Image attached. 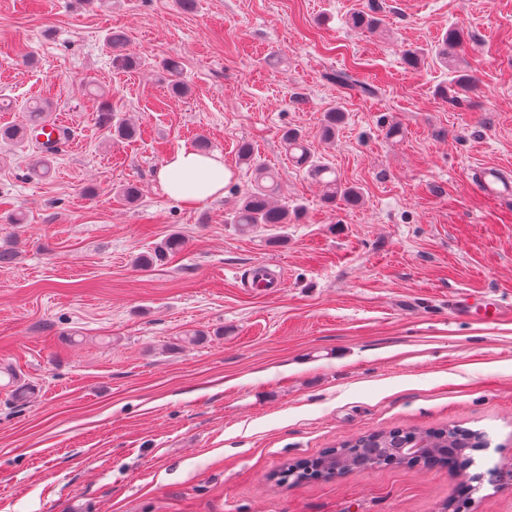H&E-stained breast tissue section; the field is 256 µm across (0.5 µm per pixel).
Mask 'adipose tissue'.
I'll return each instance as SVG.
<instances>
[{
  "label": "adipose tissue",
  "mask_w": 512,
  "mask_h": 512,
  "mask_svg": "<svg viewBox=\"0 0 512 512\" xmlns=\"http://www.w3.org/2000/svg\"><path fill=\"white\" fill-rule=\"evenodd\" d=\"M231 177L221 155L206 156L185 145L171 152L157 173L162 190L188 207L222 198Z\"/></svg>",
  "instance_id": "1"
}]
</instances>
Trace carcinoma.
<instances>
[{"label": "carcinoma", "instance_id": "carcinoma-1", "mask_svg": "<svg viewBox=\"0 0 512 512\" xmlns=\"http://www.w3.org/2000/svg\"><path fill=\"white\" fill-rule=\"evenodd\" d=\"M347 24L356 31L372 29L376 25V19L364 10H355L349 13ZM463 41L464 32L460 27L448 28L441 38L437 61L455 74L449 86L439 89L440 95L444 98L455 99L469 91L475 83V77L463 65V57L460 55ZM108 42L115 52L116 63L124 68L136 65V58L124 52L127 43L124 33L116 31L111 33L108 36ZM26 110L30 114L29 123L20 127L0 126V141L22 145L31 143L39 146L40 153L50 155L56 153L59 145L70 139V130L62 128L58 144L39 145L40 124L49 120L52 106L47 101L35 100L26 106ZM112 112L111 101L105 100L99 103V123L114 127V135L122 139H132L140 134L138 128L127 122L112 125ZM343 120L344 112L339 107L326 112L321 129L322 138L326 141L334 140L336 126ZM281 139L295 163L309 166L310 172L323 180L325 188L323 202L327 206L334 207L338 201L350 206L359 202L360 191L357 188L344 186L335 178H324V175L329 173L328 168L313 163L299 130L286 128L282 131ZM238 153L241 160L254 167L256 176L254 184L240 192L237 207L229 217L230 223L236 225L242 233H250L257 229L274 231L282 228L284 224L291 223L292 216L288 208L276 206L270 200L269 189L263 184V181L269 179V175L265 167L254 162L253 146L243 142L238 146ZM183 247V239L177 234H171L150 251L139 255L136 263L143 268L160 266ZM6 375L8 376L6 387L11 389L12 397L18 400L27 397L30 387L25 383H18L17 375L12 370H6ZM484 446L486 441L482 432L456 426L412 430L394 428L359 437L337 448H329L314 460L287 461L281 466L280 471L288 473L291 477L290 484L298 485L308 480L306 470L309 467L333 479L354 471L373 469L380 465L383 458H390L394 460V464L407 467L420 464L425 467H434L450 462L454 467L465 470L473 464L469 451Z\"/></svg>", "mask_w": 512, "mask_h": 512}]
</instances>
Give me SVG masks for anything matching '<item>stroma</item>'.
<instances>
[{"label": "stroma", "instance_id": "35a3bbf8", "mask_svg": "<svg viewBox=\"0 0 512 512\" xmlns=\"http://www.w3.org/2000/svg\"><path fill=\"white\" fill-rule=\"evenodd\" d=\"M354 8L379 26L350 30ZM453 26L478 79L455 100L434 58ZM114 28L136 68L113 65ZM92 84L140 136L99 125ZM34 99L72 137L45 174L34 147H0V367L33 388L0 389V512H512V203L477 186L486 167L512 177V0H0V125ZM287 127L357 205L325 206ZM201 135L232 180L187 208L156 173ZM244 140L302 209L282 241L225 221L252 179ZM172 232L181 253L134 265ZM265 267L279 292L252 287ZM449 424L489 441L461 475L270 480L363 434Z\"/></svg>", "mask_w": 512, "mask_h": 512}]
</instances>
